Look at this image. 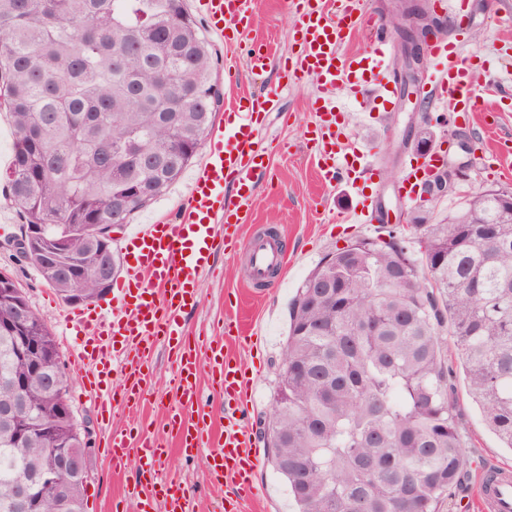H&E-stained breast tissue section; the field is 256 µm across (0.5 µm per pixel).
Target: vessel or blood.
Returning <instances> with one entry per match:
<instances>
[{
  "label": "vessel or blood",
  "mask_w": 512,
  "mask_h": 512,
  "mask_svg": "<svg viewBox=\"0 0 512 512\" xmlns=\"http://www.w3.org/2000/svg\"><path fill=\"white\" fill-rule=\"evenodd\" d=\"M297 14L295 33L299 51L282 77L297 83L312 77L318 121L315 140L321 151L318 163L327 180L346 179L352 166L336 151L342 123L337 110L336 88L355 89L365 84L368 73L386 71L391 35L365 0H292ZM210 32L219 39L245 42L247 25L256 0H199ZM366 32L371 52L366 61L346 57L345 39L355 29ZM463 41L433 40L427 57L433 64L445 61L444 73L428 69L423 87L437 111L457 121L479 111L482 97L471 73ZM274 94L246 97L233 104L232 120L213 128L209 149L190 184L186 204L172 218H162L130 235L133 260L112 284L108 306H89L67 312L72 328L85 336V343L71 353V363L93 369L94 373L120 372L123 381L114 389L112 401L137 408L146 397V385L154 350L164 345L173 355L172 373L177 383V406L168 413L169 430L177 453L192 458L209 448V482L227 487L235 498L252 494L258 453L245 424L244 399L251 379L238 372L224 352L223 339H199L186 335L182 314L196 301L198 287L211 270V259L219 243L234 244L239 224L249 217L250 194L266 171L265 153L254 141L261 115L277 111ZM439 156L411 167L398 193L415 200L416 189L428 178ZM232 180L237 202L224 200V182ZM223 234H216V226ZM252 281L264 282L271 271L283 267L287 257L279 237L259 234L244 246ZM218 372L217 382L224 397L226 424L221 433L209 429V406L197 388L202 371ZM170 451L144 427L135 437L112 436V466L123 469L129 458L139 466L132 484V496L139 512H190L186 488L163 475L160 464ZM475 512H512V469L494 465L479 471L474 494Z\"/></svg>",
  "instance_id": "vessel-or-blood-1"
}]
</instances>
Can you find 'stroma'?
<instances>
[{"label": "stroma", "mask_w": 512, "mask_h": 512, "mask_svg": "<svg viewBox=\"0 0 512 512\" xmlns=\"http://www.w3.org/2000/svg\"><path fill=\"white\" fill-rule=\"evenodd\" d=\"M471 19L459 23L442 17L443 36L465 42L475 80L485 75L506 76L512 68V24L491 25L496 14L512 13V0H474ZM296 17L286 0H259L252 20L251 35L264 40L270 48V60L264 71H252L245 45L212 40L216 64L213 77L230 104L243 94L263 95L278 90L280 71L286 57L296 52L292 38ZM280 92L282 111L272 113L258 136L268 156L267 169L252 192L246 224L237 231L239 241L272 228L281 238L288 255L285 267L263 288L249 281L245 255L231 257L217 250V272L205 278L198 289L196 303L184 319L187 329L201 336H220L238 367L256 375L258 382L252 397L248 424L257 428L268 418L277 386L282 351L287 341L289 305L297 289L326 255L351 242L375 236L373 224L341 223L337 217L354 207L357 193L376 194L390 210L388 228L399 237L409 239L413 233L399 219L415 210V203L400 202L396 189L409 161L419 156L420 146L439 149L444 162H467L468 178L446 196L430 202L436 218H444L457 208L468 193L478 189L512 190V155L484 160L483 155L496 140L512 136V98L500 101L497 110L486 113L479 121L460 122L455 128L436 126L429 119V105L421 94L406 97L396 94L392 106H382L371 86L359 91L340 90L336 103L349 116L342 126L340 147L362 178L356 183L333 186L320 179L315 150L309 140L318 120L313 108L312 79L302 87ZM218 110L216 124H223L226 112ZM13 153V136L6 110L0 109V268L10 270L24 289L31 307L49 323L61 357L82 341L67 326L64 315L69 304L41 278L30 264L13 258L7 243L20 233L24 222L12 206L5 170ZM203 161L195 156L181 177L150 206L137 211L132 225L151 223L166 213L184 206L190 181ZM254 325L255 335L249 344H241L235 333L224 325L229 321ZM447 359L454 368V406L459 427L468 450V475L462 487L453 490L437 506V512H462L460 502L470 495L478 470L493 462L512 467V450L502 447L498 438L484 424L472 400L455 346H448ZM64 370L70 382L71 405L80 427L89 429L92 452L87 458L89 472L85 486L86 512H136L125 476L112 472V458L107 443L113 433L125 430L132 419L120 403H113L110 414H102L96 405L97 390L111 389L118 381L109 376L99 388H91L86 377L72 365ZM171 362L164 348H157L147 383V400L138 418L157 437L162 446H173L166 425L168 394L174 393ZM164 473L180 479L191 496L194 512H215L220 503L210 488L204 457L186 459L171 455L161 464ZM256 494L238 505L239 512H295L296 506L288 486L263 459L255 473Z\"/></svg>", "instance_id": "1"}]
</instances>
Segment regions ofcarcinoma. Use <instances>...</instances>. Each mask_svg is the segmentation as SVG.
Wrapping results in <instances>:
<instances>
[{
	"label": "carcinoma",
	"instance_id": "cac0c4a2",
	"mask_svg": "<svg viewBox=\"0 0 512 512\" xmlns=\"http://www.w3.org/2000/svg\"><path fill=\"white\" fill-rule=\"evenodd\" d=\"M210 43L184 0H0V102L15 131L7 170L10 200L47 240L65 238L63 259L90 271L110 262L112 243H93L89 224H125L174 183L210 131L221 92L207 84ZM482 223H473L474 218ZM429 272L407 241L388 233L340 248L305 278L289 329L270 416L258 437L298 512H436L462 484L468 457L451 399L442 331L461 351L484 423L512 448V211L490 190L438 222L428 211L414 230ZM33 266L61 299L71 284ZM330 277L334 293L310 282ZM28 304L0 272V407L25 381L35 407L24 455L0 422V512H85L86 478L76 473L14 490L59 453L83 454L70 384L48 322L27 335L41 369L22 362L7 325Z\"/></svg>",
	"mask_w": 512,
	"mask_h": 512
}]
</instances>
